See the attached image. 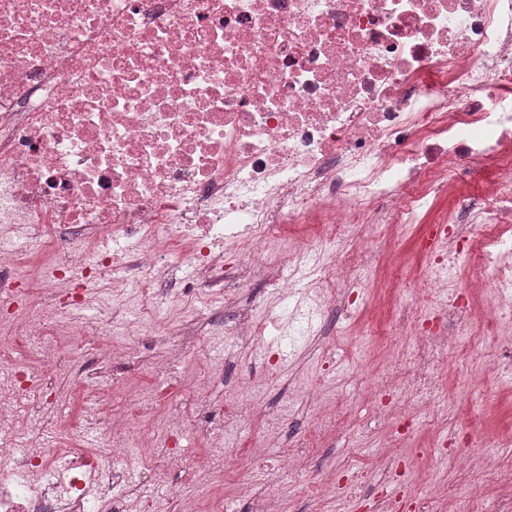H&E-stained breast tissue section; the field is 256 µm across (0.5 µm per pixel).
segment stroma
I'll return each instance as SVG.
<instances>
[{"label": "stroma", "mask_w": 512, "mask_h": 512, "mask_svg": "<svg viewBox=\"0 0 512 512\" xmlns=\"http://www.w3.org/2000/svg\"><path fill=\"white\" fill-rule=\"evenodd\" d=\"M357 321H339L332 336H313L292 348L279 343L277 328L265 341L280 359L281 371L268 391L269 404L294 399L297 387L322 393L320 378L336 371L345 379L341 425L317 446L305 449L298 472L273 471L267 483L256 482L252 465L241 449H230L231 463L221 486L239 512H251L257 496L272 498L275 512H414L433 496L430 512H459L465 500L489 496L499 512H512V484L486 489L477 470L486 438L512 440V390L503 389L494 370L512 368V333L496 348L480 343L452 348L440 379L448 406V447H428L420 426L433 415L429 406L399 397L378 410L379 390L396 387L411 373L413 362L405 340L386 342L367 335L375 323L379 286L362 291ZM469 454L470 472L457 469L454 451ZM355 471L367 482L352 497L346 475Z\"/></svg>", "instance_id": "1"}]
</instances>
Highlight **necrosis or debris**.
Segmentation results:
<instances>
[{
	"label": "necrosis or debris",
	"mask_w": 512,
	"mask_h": 512,
	"mask_svg": "<svg viewBox=\"0 0 512 512\" xmlns=\"http://www.w3.org/2000/svg\"><path fill=\"white\" fill-rule=\"evenodd\" d=\"M360 224L375 242L437 229L420 295L462 339L486 332L448 294L459 257L472 287L495 288L488 314L512 316V0H0V512H156V488L183 467L197 490L179 512H223L214 476L237 421L272 438L286 416L261 396L271 354L219 405L215 369L194 354L214 332L259 346V306L198 308L235 306L260 273L294 301L289 334L336 309L353 318L355 288L380 279ZM186 264L193 277L169 288ZM78 273L116 300L139 292L131 321L93 344L107 366L93 382L72 339L103 323L56 298ZM390 327L416 364L401 393L433 403L450 332L405 310ZM130 334L151 339L148 380L105 420ZM175 361L194 412L172 406ZM62 375L82 408L49 421ZM191 435L204 464L183 454Z\"/></svg>",
	"instance_id": "4bbe7bcc"
}]
</instances>
